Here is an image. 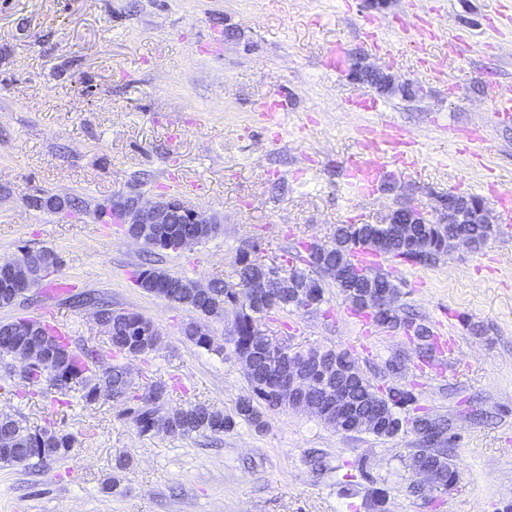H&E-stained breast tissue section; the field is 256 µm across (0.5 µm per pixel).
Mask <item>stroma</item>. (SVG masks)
<instances>
[{"mask_svg":"<svg viewBox=\"0 0 512 512\" xmlns=\"http://www.w3.org/2000/svg\"><path fill=\"white\" fill-rule=\"evenodd\" d=\"M464 34L468 53L451 47ZM344 49L347 62L330 69ZM388 69L412 95L382 94L353 80L349 62ZM443 65L430 75L426 59ZM512 89V10L501 0H0V262L28 250L58 257L54 278L150 318L161 332L148 357L129 361L135 386L173 382L170 412L203 404L230 414L249 395L227 336L232 317L207 320L216 354L183 334L191 310L135 284L142 245L119 225L97 224V205L137 189L153 198L169 177L185 199L217 217L212 239L159 253L160 267L206 282L233 281L241 250L282 264L340 224H376L401 200L434 212L457 191L512 193V120L495 122L489 85ZM281 93L288 110L269 127L258 103ZM376 101L357 112L354 101ZM393 123L414 141L411 168L390 169L368 199L344 170L367 127ZM481 145H473V135ZM78 197L80 213L34 208L32 197ZM472 251L440 261L386 258L398 304L457 340L451 371L432 375L415 341L373 327L362 338L332 280L320 309L275 316L270 334L305 349H349L373 384L404 389L412 416H447L459 481L430 507L411 496L399 457L419 438L336 430L300 409L269 411L258 433L238 424L221 436L143 434L122 401L81 390L46 418L43 398L0 397V416L29 431L72 434L67 458L0 464V512H512V222ZM50 312L74 343L107 348L90 309L49 300L38 285L0 308V322ZM399 357L401 373L384 374ZM323 453L327 469L307 466Z\"/></svg>","mask_w":512,"mask_h":512,"instance_id":"35a3bbf8","label":"stroma"}]
</instances>
